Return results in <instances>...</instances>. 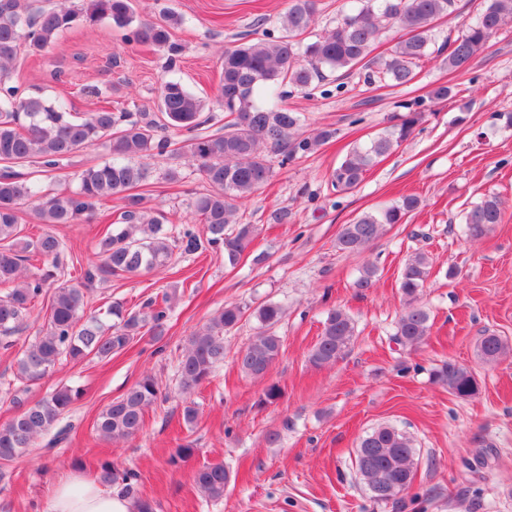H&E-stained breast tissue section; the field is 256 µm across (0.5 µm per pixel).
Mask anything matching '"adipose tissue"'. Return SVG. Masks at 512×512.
Returning a JSON list of instances; mask_svg holds the SVG:
<instances>
[{
	"label": "adipose tissue",
	"instance_id": "adipose-tissue-1",
	"mask_svg": "<svg viewBox=\"0 0 512 512\" xmlns=\"http://www.w3.org/2000/svg\"><path fill=\"white\" fill-rule=\"evenodd\" d=\"M127 499L104 491L96 482L68 476L53 488L48 512H133Z\"/></svg>",
	"mask_w": 512,
	"mask_h": 512
}]
</instances>
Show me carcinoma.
<instances>
[{
  "label": "carcinoma",
  "instance_id": "carcinoma-1",
  "mask_svg": "<svg viewBox=\"0 0 512 512\" xmlns=\"http://www.w3.org/2000/svg\"><path fill=\"white\" fill-rule=\"evenodd\" d=\"M317 0H288L279 18L281 34L267 28L263 37L224 50L223 83L220 102L228 120L224 132L201 134L199 121L204 103L181 82L165 81L160 88V115L142 114L134 119L127 112L99 107L83 116L72 113L58 101L40 95L19 93L10 84L22 52L38 56L48 51L58 35L77 23L97 24L109 20L117 28H132L133 40L153 45L167 53L169 67L176 66L180 46L171 30L182 25L183 17L173 11L160 23L139 20L132 0H84L74 9L52 0H0V161L39 162L55 168L76 152L102 143L110 160L93 165L79 174L73 190L43 192L20 174L0 171V287L9 292L0 297V347L13 346L12 336L24 315L39 303L51 271L31 273L26 262L39 257L58 262L65 242L51 229L36 237L19 223V209L32 206L40 224H80L93 219L96 206L114 197L123 202L119 221L109 225L97 240L100 264L86 273L89 282L98 276H125L150 272L165 266L176 243L185 250L199 248L224 253V261L236 265L254 238L256 224L236 222L238 203L249 198L274 176L272 158L283 167L299 156L316 150L329 140L333 131L318 129L307 136L299 133L301 119L288 107L289 90L310 92L327 72L364 69L367 84L406 85L416 75L419 62L433 54L445 57L448 67L465 71L503 24L512 21V0H483L475 22L465 25L461 34L436 45L434 23L456 14V0H354L352 8L336 18L312 39ZM391 28L405 32L387 58L373 55L375 44ZM424 118V112L408 108L393 124L366 143L353 146L330 175L340 191L359 186L364 174L378 160L410 138ZM189 132L179 155L201 172L211 190L195 197L192 207L205 224L206 237L200 240L186 225L175 238L165 216H152L143 207V197L134 190L150 174L154 156L168 152L170 142L160 132ZM418 200L405 196L375 212L358 216L345 224L336 239V248L349 255L362 254L377 240L388 224H400L414 210ZM467 238L478 240L502 221L501 201L486 195L463 217ZM432 260L416 252L405 264L400 289L406 308L397 322L393 341L404 348H416L430 335L428 309L420 294L431 275ZM377 266L364 263L354 281L363 292L375 284ZM175 295L164 296V307L147 302V312L126 311L116 304L107 310L117 322L107 323L87 311V285L61 282L54 287L47 323L39 336L17 361V378L33 384L51 373L61 361L81 362L88 358L106 359L123 350L141 334L144 327L153 339L162 336ZM251 313L257 331L239 350L235 365L246 377L261 379L279 358L282 339L275 332L284 307L264 302L254 310L227 303L209 321L188 337L179 361V387L183 393L200 385L224 363V333L236 327ZM357 338L351 316L331 308L323 321L317 343L308 362L321 368L336 363L351 349ZM508 343L495 335L482 337L477 350L486 363L494 362ZM435 383L460 398H471L479 386L465 366L446 362L432 372ZM160 395L154 376H142L123 395L98 414L94 429L104 440L118 442L137 435L145 415ZM82 396L78 387L62 386L32 404L14 399L18 412L0 427V462L23 455L48 433L60 416ZM417 450L413 438L392 425H380L364 435L358 444L357 468L372 497L388 501L410 488L414 480ZM100 482L121 481L124 492L134 493L138 474L117 472L114 465L100 466ZM193 483L210 499L224 497L230 482L222 463L204 464L193 472Z\"/></svg>",
  "mask_w": 512,
  "mask_h": 512
}]
</instances>
